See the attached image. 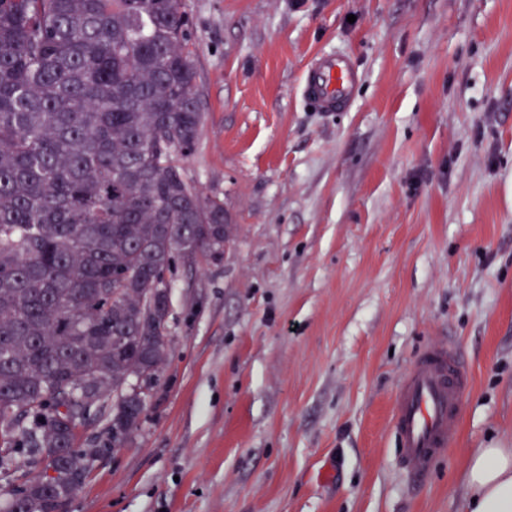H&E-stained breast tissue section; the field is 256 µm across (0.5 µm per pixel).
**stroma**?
<instances>
[{
    "mask_svg": "<svg viewBox=\"0 0 512 512\" xmlns=\"http://www.w3.org/2000/svg\"><path fill=\"white\" fill-rule=\"evenodd\" d=\"M202 123L186 177L223 200L218 260L177 261L172 351L126 448L67 512H465L512 448V0H182ZM355 22H348V15ZM350 103L302 97L319 56ZM453 343L472 387L422 481L390 419ZM461 480L465 512H512V448L472 450Z\"/></svg>",
    "mask_w": 512,
    "mask_h": 512,
    "instance_id": "stroma-1",
    "label": "stroma"
}]
</instances>
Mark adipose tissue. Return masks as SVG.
I'll list each match as a JSON object with an SVG mask.
<instances>
[{
  "mask_svg": "<svg viewBox=\"0 0 512 512\" xmlns=\"http://www.w3.org/2000/svg\"><path fill=\"white\" fill-rule=\"evenodd\" d=\"M461 480L465 512H512V448L472 450Z\"/></svg>",
  "mask_w": 512,
  "mask_h": 512,
  "instance_id": "ef3b65f1",
  "label": "adipose tissue"
}]
</instances>
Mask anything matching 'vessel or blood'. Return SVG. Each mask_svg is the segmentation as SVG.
Listing matches in <instances>:
<instances>
[{
    "instance_id": "obj_1",
    "label": "vessel or blood",
    "mask_w": 512,
    "mask_h": 512,
    "mask_svg": "<svg viewBox=\"0 0 512 512\" xmlns=\"http://www.w3.org/2000/svg\"><path fill=\"white\" fill-rule=\"evenodd\" d=\"M357 80V72L346 59L322 56L308 79L307 97L325 110L341 107ZM470 386L468 368L449 345L425 350L406 371L391 427L398 437L401 457L415 478H424L435 460L444 455Z\"/></svg>"
}]
</instances>
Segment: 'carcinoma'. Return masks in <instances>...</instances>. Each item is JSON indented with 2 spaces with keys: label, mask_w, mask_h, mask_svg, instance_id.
Masks as SVG:
<instances>
[{
  "label": "carcinoma",
  "mask_w": 512,
  "mask_h": 512,
  "mask_svg": "<svg viewBox=\"0 0 512 512\" xmlns=\"http://www.w3.org/2000/svg\"><path fill=\"white\" fill-rule=\"evenodd\" d=\"M181 0H0V496L59 512L98 456L77 446L112 402L138 429L172 349L165 275L232 235L179 156L202 115Z\"/></svg>",
  "instance_id": "carcinoma-1"
}]
</instances>
